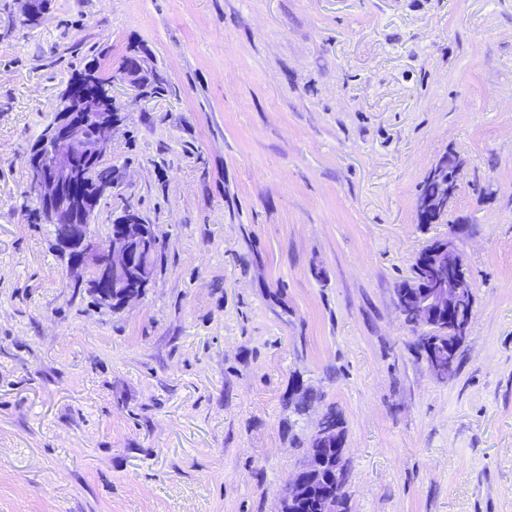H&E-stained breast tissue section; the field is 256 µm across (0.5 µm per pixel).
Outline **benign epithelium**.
<instances>
[{
  "mask_svg": "<svg viewBox=\"0 0 512 512\" xmlns=\"http://www.w3.org/2000/svg\"><path fill=\"white\" fill-rule=\"evenodd\" d=\"M91 92L75 86L69 90L72 105L57 107L55 117L42 131L38 146L27 156L30 173L29 195L47 219L62 233L57 236L61 251L76 255L74 270H87L100 298V303L112 306V289L123 288L129 281L148 278L152 270L151 245L141 241V227L125 224L118 232H108L99 239L91 232V223L97 213L92 210L80 219L76 216L73 193L76 183L84 181L78 165L79 152L86 143L88 123L77 120V112L93 113L97 131L94 150L87 153V165L103 162L110 150L112 132L120 127L121 117L100 110L104 102L102 85L98 79ZM463 162L455 153L443 154L430 170V175L442 182L441 192L423 202L417 201V213L433 222L443 218L452 207L459 190ZM426 260L422 264L423 285L418 289L397 290V303L404 319L418 325L431 336H448L460 346L467 336L468 323L458 320L445 324L440 315L448 311L470 313L473 310L472 283L466 273V258L457 245L454 231L448 237L426 246ZM429 371L440 380L455 373L456 353H448L442 344L433 341ZM335 449L313 448L305 464L293 476L280 501L278 512H288L286 505L301 501L307 494V474L334 463Z\"/></svg>",
  "mask_w": 512,
  "mask_h": 512,
  "instance_id": "7a95c632",
  "label": "benign epithelium"
}]
</instances>
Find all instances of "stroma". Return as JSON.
<instances>
[{
  "mask_svg": "<svg viewBox=\"0 0 512 512\" xmlns=\"http://www.w3.org/2000/svg\"><path fill=\"white\" fill-rule=\"evenodd\" d=\"M0 0V512H276L327 411L346 512H512V0ZM147 56L109 161L163 250L73 289L22 192L72 78ZM465 161L447 217L432 165ZM461 227L474 307L429 372L396 302Z\"/></svg>",
  "mask_w": 512,
  "mask_h": 512,
  "instance_id": "stroma-1",
  "label": "stroma"
}]
</instances>
